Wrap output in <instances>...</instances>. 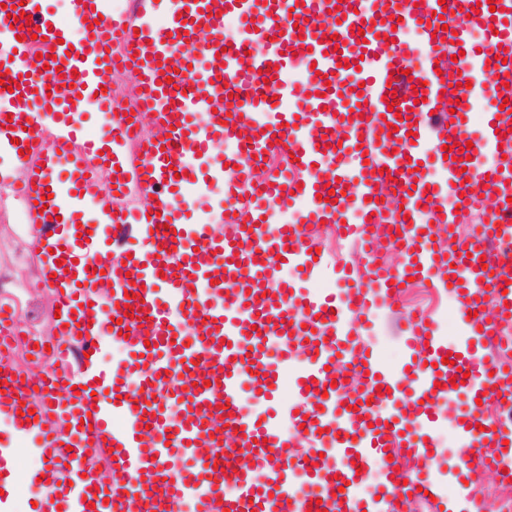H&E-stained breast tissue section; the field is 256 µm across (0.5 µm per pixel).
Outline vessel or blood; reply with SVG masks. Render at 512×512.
<instances>
[{
	"label": "vessel or blood",
	"instance_id": "obj_1",
	"mask_svg": "<svg viewBox=\"0 0 512 512\" xmlns=\"http://www.w3.org/2000/svg\"><path fill=\"white\" fill-rule=\"evenodd\" d=\"M4 2L0 32L15 53L0 56V133L14 139V166L0 182L23 173L39 281L60 316L48 337L56 364L37 377L15 368L22 330L0 317V420L40 440L48 512H181L189 501L200 512H411L425 493L444 507L429 475L442 463L432 434L462 393L464 457L481 449L483 472H512V420L485 406L512 403V367L490 353L512 304V252L492 275L480 261L487 237L512 241V113L501 108L512 101V0H453L451 10L438 0H136L120 16L112 0H71L66 25L43 0ZM228 16L240 22L230 37ZM410 30L427 55L415 70ZM297 62L295 85L286 75ZM116 73L135 80L134 112L115 109ZM58 81L69 86L61 98L47 93ZM92 109L111 117L98 135L81 121ZM145 118L155 136L142 133ZM226 142L234 152L214 159ZM215 181L226 203L214 223H188L189 196ZM130 191L136 204L121 207ZM478 201L489 205L485 232L458 238L460 212ZM393 204L404 217L388 242L377 226ZM289 209L294 219L276 224ZM322 222L363 244L365 280L343 268V288L322 293L277 280L281 265L325 275L310 231ZM413 279L452 290L464 338L437 335L432 316L410 318L395 372L362 331L376 299L395 304ZM115 337L130 354L122 371L100 364ZM293 359L289 404L244 414V388L276 398ZM460 371L465 382L449 386ZM348 378L356 387L344 396ZM397 448L426 476L389 461ZM90 449L111 460V483L85 463ZM185 457L195 470L177 474ZM360 467L376 469L375 494L360 495Z\"/></svg>",
	"mask_w": 512,
	"mask_h": 512
}]
</instances>
